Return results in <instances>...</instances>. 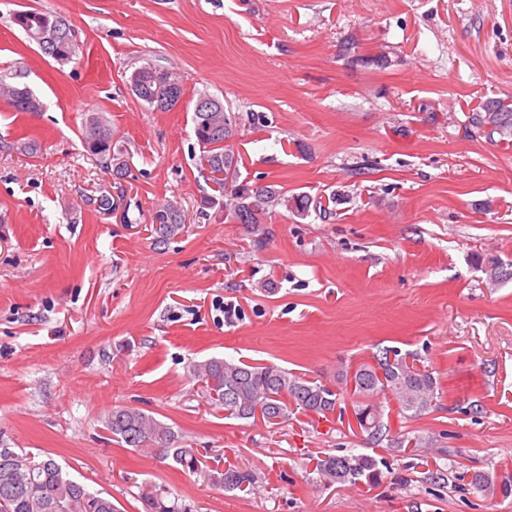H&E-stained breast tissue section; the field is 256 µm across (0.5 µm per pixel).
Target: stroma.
I'll return each instance as SVG.
<instances>
[{"mask_svg":"<svg viewBox=\"0 0 512 512\" xmlns=\"http://www.w3.org/2000/svg\"><path fill=\"white\" fill-rule=\"evenodd\" d=\"M26 6L68 21L74 61L13 23ZM145 63L178 74L172 109L132 94ZM14 76L43 109L0 100V448L51 456L120 512H145L153 486L193 512H512V495L469 484L512 480V281L475 262L512 261V147L469 124L486 99L512 101V0H0ZM202 93L268 119L231 141L240 180L322 211L234 224L203 208ZM91 113L125 176L85 149ZM22 137L36 156L13 149ZM167 201L185 229L161 242ZM385 348L437 381L418 418L379 398L392 437L428 440L412 456L368 440L342 379ZM212 357L281 366L341 402L276 425L226 417L190 372ZM119 406L252 471L253 491L126 447L104 423ZM352 448L377 480L321 481L316 458Z\"/></svg>","mask_w":512,"mask_h":512,"instance_id":"35a3bbf8","label":"stroma"}]
</instances>
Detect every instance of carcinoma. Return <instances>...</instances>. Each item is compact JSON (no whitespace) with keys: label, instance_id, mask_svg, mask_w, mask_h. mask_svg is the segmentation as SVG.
<instances>
[{"label":"carcinoma","instance_id":"1","mask_svg":"<svg viewBox=\"0 0 512 512\" xmlns=\"http://www.w3.org/2000/svg\"><path fill=\"white\" fill-rule=\"evenodd\" d=\"M13 22L34 42H39L45 31H58L55 41L42 49V53L61 64L74 60L77 44L71 27L60 16L42 10H24L14 13ZM132 92L149 106L164 110L161 104V87L165 82L179 83L178 78L163 69L143 65L134 70ZM0 96L16 112H39L42 105L27 86L10 85L0 81ZM214 108L206 112H193L194 135L200 145V170L206 175L214 192L202 205L212 207L224 203L225 218L239 224H259L260 215L266 210L285 205L296 212H309L312 201L306 195L287 198L270 186H253L238 182L240 154L227 148L226 140L242 123L238 112L225 110L221 100L213 98ZM470 124L484 131L486 136L499 137V142L512 146V103L490 98L479 110L469 116ZM87 148L106 161L115 158L111 128L99 117L89 119L83 128ZM151 222L156 224L157 238L166 239L180 234L184 221L179 209L164 204L153 212ZM192 372L202 384L211 403L224 408L229 417L250 419L261 414L274 424L288 418V405L293 404L305 413L326 415L335 411L338 398L324 385L288 372L274 365H252L241 360L234 362L211 358L197 362ZM355 419L360 429L373 439H381L389 431L383 421L381 406L375 401L379 395L389 394L399 404L403 417H418L435 406L436 379L433 373L407 363V358L390 354L374 356V363L358 365L353 376ZM113 436L130 448H155L165 458L172 459L178 467L198 474L215 487L226 491L245 492L255 483L251 471L228 464L224 467H202L201 460L192 448L177 444V436L155 417L124 407L112 409L105 421ZM41 467L32 474L20 472L18 486L0 484V512H53L57 503L66 504L64 512H119L112 500L90 491L69 478L52 458L31 457ZM377 460L367 454L327 455L316 461L315 471L331 483L351 485L371 481L378 475ZM474 489L487 494L496 490L508 493L512 484L497 485L485 472L471 477ZM147 512H190L186 505L166 496L163 489L146 493Z\"/></svg>","mask_w":512,"mask_h":512}]
</instances>
